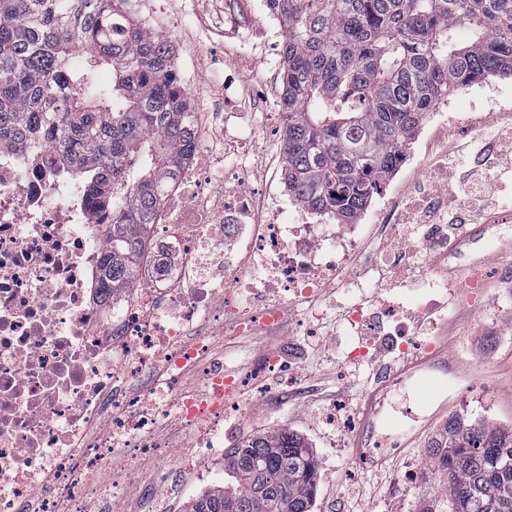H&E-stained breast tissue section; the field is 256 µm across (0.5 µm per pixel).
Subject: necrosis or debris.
<instances>
[{"label": "necrosis or debris", "instance_id": "4bbe7bcc", "mask_svg": "<svg viewBox=\"0 0 512 512\" xmlns=\"http://www.w3.org/2000/svg\"><path fill=\"white\" fill-rule=\"evenodd\" d=\"M282 122L196 124L128 290L101 284L111 209L46 143L0 146V512H166L184 486L149 470L192 468L223 447L225 417L249 410L225 340L276 335L291 305L316 335L326 285L356 281L357 225L314 217L251 162ZM447 201L442 164L378 210L385 261L447 257V238L409 242L401 221L409 209L433 223Z\"/></svg>", "mask_w": 512, "mask_h": 512}]
</instances>
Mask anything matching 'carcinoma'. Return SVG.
Instances as JSON below:
<instances>
[{"label": "carcinoma", "instance_id": "carcinoma-1", "mask_svg": "<svg viewBox=\"0 0 512 512\" xmlns=\"http://www.w3.org/2000/svg\"><path fill=\"white\" fill-rule=\"evenodd\" d=\"M275 2L283 176L298 202L340 222L368 206L437 100L512 76V0ZM135 6L0 0V145L54 144L65 173L112 208L104 276L114 287L132 284L156 205L195 147L174 46ZM427 455L440 481L426 512H512V427L456 413ZM318 471L293 433H259L225 451L224 485L189 512H310Z\"/></svg>", "mask_w": 512, "mask_h": 512}]
</instances>
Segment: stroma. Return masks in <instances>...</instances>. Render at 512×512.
<instances>
[{
	"label": "stroma",
	"instance_id": "stroma-1",
	"mask_svg": "<svg viewBox=\"0 0 512 512\" xmlns=\"http://www.w3.org/2000/svg\"><path fill=\"white\" fill-rule=\"evenodd\" d=\"M241 0H139L141 17H153L156 31L165 34L176 46V64L190 96L192 109L200 122H208L214 113L225 111L224 81L233 79L237 94L233 107L246 113L250 122L261 124L265 112L278 109L281 87L271 81L273 59L264 54L261 24L240 29L237 36H225L230 15L239 10ZM251 56L254 65L237 68L235 60ZM486 85L498 91L500 106L489 109L466 91L449 95L448 134L427 145L426 135L416 132L409 148L415 165L403 175L386 180L375 205H383L391 195L408 190L424 181L427 170L441 151L460 155L465 167L475 166L481 146H499L497 131L512 124V77L491 76ZM368 246L354 262L356 268L370 267L368 288L342 292L327 289L321 297L325 309L319 339L300 335L297 330L282 336H266L230 342L224 347V362L250 370L254 358L265 349L281 344L289 347L282 358L283 370L300 369L306 393H289L283 407L258 403L253 392L245 398L252 404L249 414L224 422V445L235 447L249 436L273 429H288L313 448L319 460L318 489L312 512H425L432 501L438 481L425 466L426 448L448 417L466 413L475 418L512 426V223L494 224L470 243L454 247L448 266L481 268L490 254L498 260L487 288L475 302L453 298L446 286V273H430L431 290L412 287L411 274L395 276L386 263L369 265L370 255L382 254L387 241L372 225H365ZM381 288L399 306L398 313L407 322L415 339L428 344L434 337L448 339V362L437 374L446 379V406L422 405L417 389L400 383L392 385L384 407L395 418L399 429L419 434L418 445L400 448L387 455L381 466L357 471L351 462L353 436L338 440L317 420L323 407L343 400L359 410L364 391L378 369L398 363V352L380 350L372 365L346 372L342 353L351 344L344 318L350 307L362 305L374 310V288ZM428 302L425 314H418L421 302ZM416 468L417 482L405 486L402 476ZM224 458L213 454L201 463L198 475L187 485L185 495L174 512H187L189 505L211 487L222 484Z\"/></svg>",
	"mask_w": 512,
	"mask_h": 512
}]
</instances>
